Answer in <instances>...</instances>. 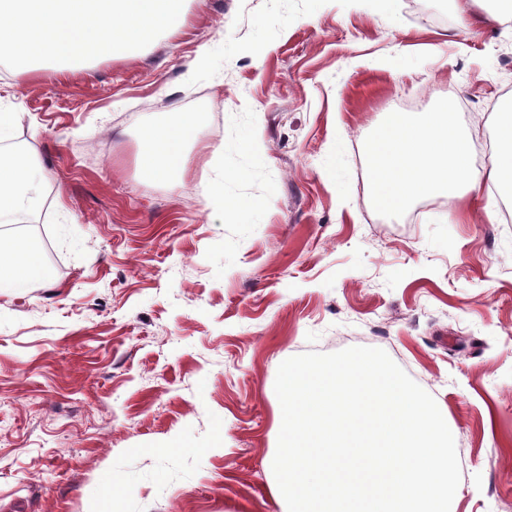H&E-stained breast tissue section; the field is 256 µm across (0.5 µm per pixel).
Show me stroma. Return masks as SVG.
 <instances>
[{
	"instance_id": "35a3bbf8",
	"label": "stroma",
	"mask_w": 512,
	"mask_h": 512,
	"mask_svg": "<svg viewBox=\"0 0 512 512\" xmlns=\"http://www.w3.org/2000/svg\"><path fill=\"white\" fill-rule=\"evenodd\" d=\"M511 96L512 23H425L407 0H187L145 49L21 81L0 67L9 143L46 176L33 227L0 232L49 271L0 293V512H284L277 369L352 346L444 408L455 512H512V202L386 212L367 155L407 103L495 140ZM168 114L204 125L176 184L137 161ZM225 171L244 208L227 221L209 198Z\"/></svg>"
}]
</instances>
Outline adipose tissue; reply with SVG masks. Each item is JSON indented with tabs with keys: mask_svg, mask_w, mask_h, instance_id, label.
I'll return each instance as SVG.
<instances>
[{
	"mask_svg": "<svg viewBox=\"0 0 512 512\" xmlns=\"http://www.w3.org/2000/svg\"><path fill=\"white\" fill-rule=\"evenodd\" d=\"M500 150L489 170L472 167L474 135L461 134L448 110L394 112L380 122L369 147L370 176L377 204L388 211L411 200L464 186L480 195L486 185L512 186V104L495 112ZM193 116L164 118L141 135L139 164L145 175L168 180L182 174L187 147L198 141ZM44 172L27 150L0 147V223L16 224L40 205ZM48 274L38 250L22 240L0 237V292L32 288Z\"/></svg>",
	"mask_w": 512,
	"mask_h": 512,
	"instance_id": "adipose-tissue-1",
	"label": "adipose tissue"
}]
</instances>
